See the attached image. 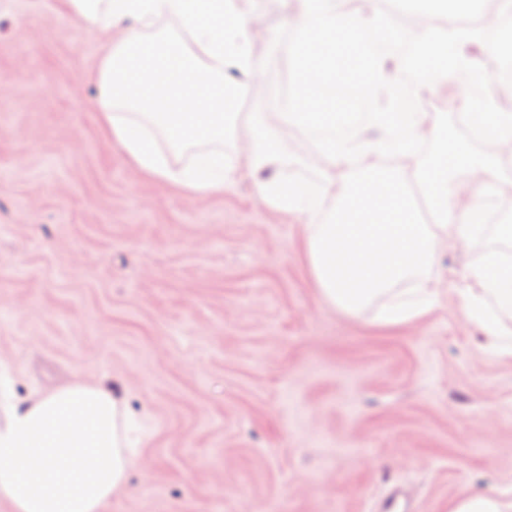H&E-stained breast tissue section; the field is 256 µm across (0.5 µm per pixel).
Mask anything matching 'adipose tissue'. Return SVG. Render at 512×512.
<instances>
[{
  "mask_svg": "<svg viewBox=\"0 0 512 512\" xmlns=\"http://www.w3.org/2000/svg\"><path fill=\"white\" fill-rule=\"evenodd\" d=\"M103 383L18 400L0 419V500L11 512H103L126 486L144 419Z\"/></svg>",
  "mask_w": 512,
  "mask_h": 512,
  "instance_id": "obj_1",
  "label": "adipose tissue"
}]
</instances>
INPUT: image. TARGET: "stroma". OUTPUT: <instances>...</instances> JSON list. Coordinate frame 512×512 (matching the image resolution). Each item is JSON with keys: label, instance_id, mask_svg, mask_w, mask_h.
Listing matches in <instances>:
<instances>
[{"label": "stroma", "instance_id": "stroma-1", "mask_svg": "<svg viewBox=\"0 0 512 512\" xmlns=\"http://www.w3.org/2000/svg\"><path fill=\"white\" fill-rule=\"evenodd\" d=\"M285 0H254L266 87ZM108 33L58 0H0V407L74 378L149 414L104 512H448L512 504V356L452 293L406 326L345 317L312 284L299 216L242 177L189 195L112 147L90 104ZM503 505L492 495L485 493H468L455 499L448 507V512H502Z\"/></svg>", "mask_w": 512, "mask_h": 512}]
</instances>
